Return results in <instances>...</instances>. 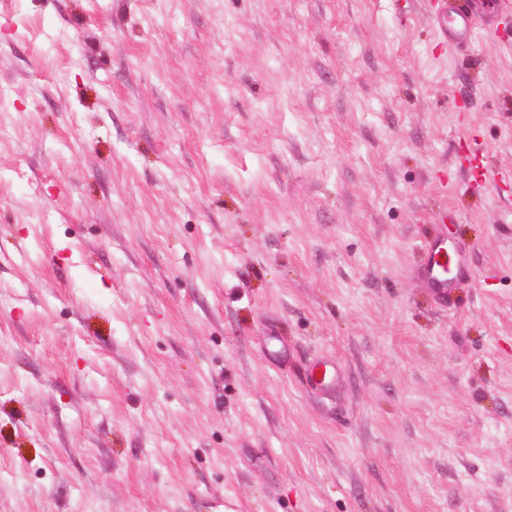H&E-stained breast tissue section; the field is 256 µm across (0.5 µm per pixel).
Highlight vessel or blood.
<instances>
[{
    "mask_svg": "<svg viewBox=\"0 0 512 512\" xmlns=\"http://www.w3.org/2000/svg\"><path fill=\"white\" fill-rule=\"evenodd\" d=\"M438 44L455 51L473 43L477 34L495 37L500 20L512 11L506 0H423ZM466 189L476 190L484 198L495 195L497 176L479 152H472L463 167ZM426 259L424 276L434 294L445 297L455 284L461 269V257L447 237L441 234L420 244ZM339 368L330 360L312 364L308 378L314 386L333 389L339 382Z\"/></svg>",
    "mask_w": 512,
    "mask_h": 512,
    "instance_id": "1",
    "label": "vessel or blood"
}]
</instances>
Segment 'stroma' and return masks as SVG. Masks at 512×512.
<instances>
[{
	"label": "stroma",
	"instance_id": "1",
	"mask_svg": "<svg viewBox=\"0 0 512 512\" xmlns=\"http://www.w3.org/2000/svg\"><path fill=\"white\" fill-rule=\"evenodd\" d=\"M427 31L0 0V512H512V21ZM471 136L498 203L459 188ZM425 256L424 276L434 294L444 298L455 284L461 256L444 235L437 234L419 245ZM317 372H321V376H318ZM339 376L338 366L327 359L315 362L308 370L310 383L325 389H335L339 382Z\"/></svg>",
	"mask_w": 512,
	"mask_h": 512
}]
</instances>
